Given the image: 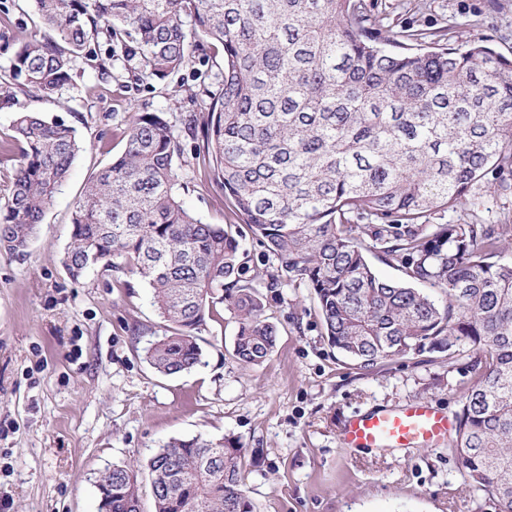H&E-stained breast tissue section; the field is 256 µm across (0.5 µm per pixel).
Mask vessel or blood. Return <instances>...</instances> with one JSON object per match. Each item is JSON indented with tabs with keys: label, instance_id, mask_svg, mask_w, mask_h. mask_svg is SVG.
Instances as JSON below:
<instances>
[{
	"label": "vessel or blood",
	"instance_id": "b4317fda",
	"mask_svg": "<svg viewBox=\"0 0 512 512\" xmlns=\"http://www.w3.org/2000/svg\"><path fill=\"white\" fill-rule=\"evenodd\" d=\"M455 424L453 416L422 401L351 417L339 432V442L347 448L430 447L447 441Z\"/></svg>",
	"mask_w": 512,
	"mask_h": 512
}]
</instances>
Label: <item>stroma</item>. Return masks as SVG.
Returning a JSON list of instances; mask_svg holds the SVG:
<instances>
[{
	"instance_id": "35a3bbf8",
	"label": "stroma",
	"mask_w": 512,
	"mask_h": 512,
	"mask_svg": "<svg viewBox=\"0 0 512 512\" xmlns=\"http://www.w3.org/2000/svg\"><path fill=\"white\" fill-rule=\"evenodd\" d=\"M367 2L384 34L444 29L451 44L484 38L512 57V0ZM209 71L203 65L134 84L121 62L104 75L80 58L72 84L55 98H18L73 127L83 149L24 254L0 253V505L98 512L103 469L143 467L172 438L234 435L246 448L243 478L255 512H495L488 497L465 490L449 444L393 451L338 441L348 418L372 409L427 401L456 414L470 373L417 355L356 369L328 345L309 288L269 287L278 262L252 238L241 250L279 329L274 353L259 366L233 360L235 323L224 309L201 332L202 364L161 376L144 359V347L165 332L146 281L126 270L68 276L62 260L73 206L123 151L129 113L162 112L180 129L192 116L204 128L206 111L175 89ZM202 143L182 137L179 174L188 189L180 199L203 222L223 224V189L193 165ZM474 211L512 225V192L484 187L444 219L461 223Z\"/></svg>"
}]
</instances>
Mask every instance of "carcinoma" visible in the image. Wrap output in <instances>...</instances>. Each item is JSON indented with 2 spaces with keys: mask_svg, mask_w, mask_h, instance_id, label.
<instances>
[{
  "mask_svg": "<svg viewBox=\"0 0 512 512\" xmlns=\"http://www.w3.org/2000/svg\"><path fill=\"white\" fill-rule=\"evenodd\" d=\"M52 35L19 38L0 105L15 90L49 100L85 57L120 61L134 81L164 79L222 51L195 159L220 183L231 215L207 224L179 196L180 135L161 112H133L123 152L75 203L64 267L128 270L149 285L165 335L144 350L163 376L202 363L199 333L222 304L234 315L233 357L267 361L277 326L247 275L248 233L290 282L310 289L330 346L360 370L409 355L463 363L452 450L465 488L512 512V262L506 224L434 216L480 184L512 189V58L483 39L457 47L419 32L384 37L366 0H33ZM104 52H98L99 48ZM0 148L19 145L0 200V250L21 255L82 149L76 131L30 108ZM396 266L387 281L368 254ZM445 295L438 303L422 287ZM245 447L173 439L146 462L155 512H254ZM100 512H141L139 473L100 472Z\"/></svg>",
  "mask_w": 512,
  "mask_h": 512,
  "instance_id": "obj_1",
  "label": "carcinoma"
}]
</instances>
